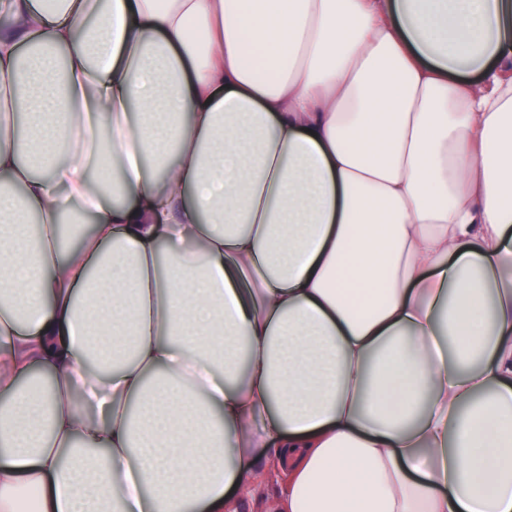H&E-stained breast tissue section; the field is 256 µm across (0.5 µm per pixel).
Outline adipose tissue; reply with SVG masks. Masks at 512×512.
Returning a JSON list of instances; mask_svg holds the SVG:
<instances>
[{
    "label": "adipose tissue",
    "instance_id": "ef3b65f1",
    "mask_svg": "<svg viewBox=\"0 0 512 512\" xmlns=\"http://www.w3.org/2000/svg\"><path fill=\"white\" fill-rule=\"evenodd\" d=\"M259 448L272 512H512V0H0V512Z\"/></svg>",
    "mask_w": 512,
    "mask_h": 512
}]
</instances>
